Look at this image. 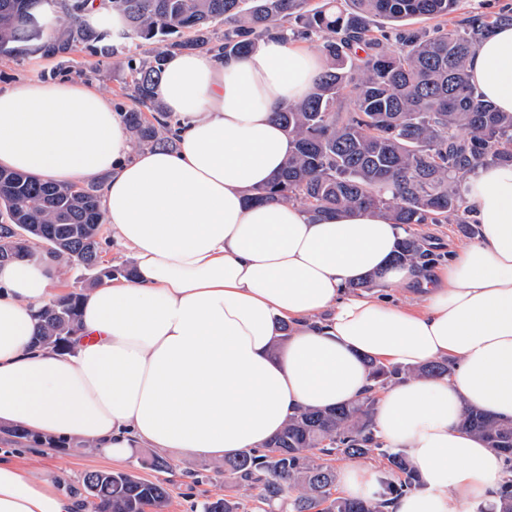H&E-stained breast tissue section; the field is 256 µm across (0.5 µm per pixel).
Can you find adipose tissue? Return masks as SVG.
<instances>
[{
  "mask_svg": "<svg viewBox=\"0 0 512 512\" xmlns=\"http://www.w3.org/2000/svg\"><path fill=\"white\" fill-rule=\"evenodd\" d=\"M320 72L315 54L277 37L244 58L169 57L159 95L173 151L132 152L92 83L0 90V167L102 180L104 222L135 270L85 294L64 356L35 340L59 262L38 252L0 267V424L115 463L135 448L230 457L299 410L360 399L366 358L412 368L450 357L449 375L400 379L375 407L379 438L421 481L390 512H483L512 470L461 421L471 408L512 419V164L469 176L478 236L427 277L395 263L403 231L377 211L315 220L295 203L254 201L291 152L274 111L306 99ZM467 74L512 113V24L489 33ZM369 274L377 288L358 287ZM398 287L419 289L418 304L393 302ZM61 480L0 462V512H76Z\"/></svg>",
  "mask_w": 512,
  "mask_h": 512,
  "instance_id": "ef3b65f1",
  "label": "adipose tissue"
}]
</instances>
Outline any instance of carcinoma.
<instances>
[{"label":"carcinoma","instance_id":"cac0c4a2","mask_svg":"<svg viewBox=\"0 0 512 512\" xmlns=\"http://www.w3.org/2000/svg\"><path fill=\"white\" fill-rule=\"evenodd\" d=\"M55 2L60 23L46 39L32 40L20 22L26 12ZM89 0H0V55L38 53L68 60L78 50L106 56L121 41L157 43L147 59H128L135 108L125 112L128 130L140 145L166 147L157 94L166 58L174 52L244 57L266 38L318 40L325 65L311 95L273 113L293 150L273 182L254 193L256 201L300 203L314 218L342 208L374 209L392 223L466 224L456 186L460 176L486 163H512V113L480 99L469 84L466 61L492 29L512 19L473 16L460 30L408 27L390 35L383 22L445 18L459 0H110L126 30L90 32L81 22ZM349 95L345 111L336 103ZM32 224L28 239L18 225ZM98 186L79 189L35 176L0 174V243L14 239L30 249L54 239L68 246L50 253L58 261L95 272L94 284L132 276L130 266L102 261ZM427 254L406 234L395 261L418 263ZM83 294L59 296L38 310L37 343L71 352ZM372 384L358 401L331 409H305L260 449L224 459V478L235 487L259 486L261 500L288 501L289 512H389L394 499L420 486L400 449L387 448L375 433V394L410 375L444 376L453 362L442 359L414 369L368 361ZM462 429L480 436L512 466V421L470 409ZM387 461L381 490L370 501L333 496L336 472L322 457ZM84 489L93 512H167L170 496L161 480L132 472L90 471ZM234 495L208 499L201 512H244ZM492 512H512V479L504 481Z\"/></svg>","mask_w":512,"mask_h":512}]
</instances>
